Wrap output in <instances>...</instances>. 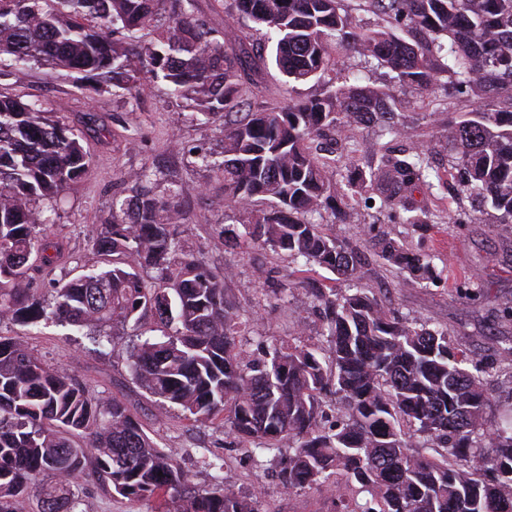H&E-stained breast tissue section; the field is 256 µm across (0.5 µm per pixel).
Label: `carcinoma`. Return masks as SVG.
<instances>
[{"label":"carcinoma","mask_w":512,"mask_h":512,"mask_svg":"<svg viewBox=\"0 0 512 512\" xmlns=\"http://www.w3.org/2000/svg\"><path fill=\"white\" fill-rule=\"evenodd\" d=\"M163 2L0 0V57L69 71L94 92L136 94L145 71L186 102L191 121L242 112L244 87H260L272 66L287 85L322 83L315 96L224 122L216 177L225 206L242 217L243 231L221 230L224 243L301 264L289 270L287 287L309 288L327 346L293 339L243 350L237 337L248 321L227 295L228 274L185 250L178 192L157 196L145 168L129 174L112 223L89 239L112 267L42 299L28 287L30 271L53 267L63 244L36 237L46 218L33 202L85 176L90 157L79 134L42 105L8 97H0V320L86 329L100 346L109 341L102 328L151 313L165 330L128 353L134 382L186 419L254 443L268 458L263 474L287 493L345 483L352 498L336 496L335 512H512V414L485 428L481 362L454 346L448 330L404 318L377 298L359 282L356 246L311 221L329 210L344 222L368 188L387 206L458 172V195L490 206L502 232H512V109H475L448 123L445 174L431 148L399 144L389 93L351 71L329 76L331 53L352 48L419 89L512 88V0H369L390 19L375 28L341 13L338 0H233L222 33L192 8L158 25ZM89 17L100 23L85 25ZM253 30L272 43L270 54L251 43ZM142 31L149 42L136 40ZM365 120L390 141L370 147L375 165L350 160L336 181V160L314 154L311 143L347 139ZM405 211L409 224L442 219ZM363 235L384 265L408 274L404 283L439 277L431 255L371 227ZM315 267L351 278L353 288L336 292L310 276ZM329 396L339 404L331 417ZM417 434L425 444L414 451ZM207 465L217 471L214 484L199 489L125 405L90 396L20 338L0 336V512H26L30 485L46 473L39 512H81L77 479L88 468L124 498L178 501L177 512H261V492L242 496L224 484V464Z\"/></svg>","instance_id":"obj_1"}]
</instances>
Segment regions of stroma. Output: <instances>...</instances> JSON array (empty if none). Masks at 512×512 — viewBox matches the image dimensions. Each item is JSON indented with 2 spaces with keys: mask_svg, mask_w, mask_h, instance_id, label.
<instances>
[{
  "mask_svg": "<svg viewBox=\"0 0 512 512\" xmlns=\"http://www.w3.org/2000/svg\"><path fill=\"white\" fill-rule=\"evenodd\" d=\"M334 62L336 71H354L365 83L390 90L397 119L408 131L410 143L429 146L440 167L447 165L451 150L449 119L475 108L494 111L512 106V99L503 93L446 94L437 87L420 91L402 85L389 69L366 65L352 50L336 54ZM321 90V84L313 81L287 90L280 73L272 69L262 88L247 92L246 97L253 108L261 109ZM0 94L42 104L53 118L81 135L92 160L88 174L63 195L34 202L47 218L37 229L38 237L64 245L58 265L32 273L31 285L44 299H52L57 281L105 267V259L91 251L89 237L95 225L111 222L113 200L128 174L145 168L155 173L158 189L172 184L178 188V231L187 249L210 267L230 271L227 294L250 319V330L242 339L245 349L253 351L295 337L308 344H325L315 304L305 289H293L282 302L271 297L284 279L287 261L270 260L262 250L253 251L246 259L224 246L223 227L239 223L240 216L225 208L220 185L209 169L210 164L224 159L222 121L189 122L187 108L159 80L144 79L143 90L135 98L110 90L95 93L80 87L73 74L52 73L33 63L1 68ZM440 98L446 99L445 108L434 109V100ZM204 155L209 165H202ZM473 209V203L466 200L453 207V223L418 227L403 223L401 205L382 209L359 203L348 223L330 225L329 230L354 243L361 227L375 224L393 238L433 255L442 271L434 283L401 287L395 270L384 265L368 246L362 249L358 274L377 297L401 315L446 327L455 346L488 361L512 340V323L498 318L500 309L512 306V235H503L498 225L473 221ZM472 279L478 282L475 299L464 304L452 301L451 291ZM154 326V318L146 314L139 322L108 327L111 342L102 353L82 333L51 321L29 329L3 320L0 336L22 337L42 362L76 378L90 395L127 406L150 437L189 471L196 486L212 485L214 471L206 462L219 457L224 461L225 482L244 494L261 488L268 512H332L331 489L312 486L287 494L272 477L256 478L254 445L239 442L214 425L193 423L177 411L163 410L132 381L126 354ZM79 489L83 512L162 510L153 500H129L113 494L88 473L80 479Z\"/></svg>",
  "mask_w": 512,
  "mask_h": 512,
  "instance_id": "1",
  "label": "stroma"
}]
</instances>
